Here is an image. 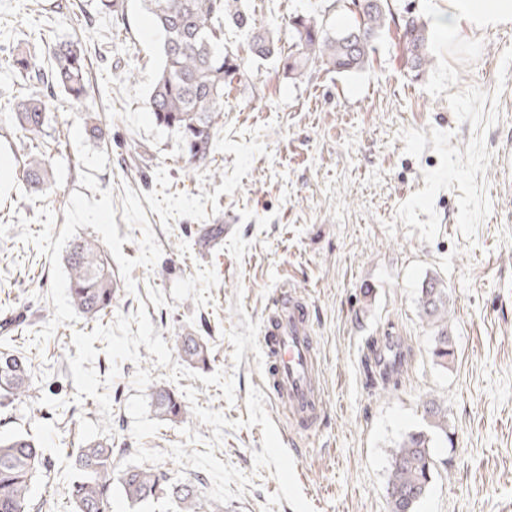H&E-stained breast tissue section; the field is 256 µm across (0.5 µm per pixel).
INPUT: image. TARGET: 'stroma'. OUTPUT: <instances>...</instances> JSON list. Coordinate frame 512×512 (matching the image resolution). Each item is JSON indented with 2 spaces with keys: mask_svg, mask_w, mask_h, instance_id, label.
Listing matches in <instances>:
<instances>
[{
  "mask_svg": "<svg viewBox=\"0 0 512 512\" xmlns=\"http://www.w3.org/2000/svg\"><path fill=\"white\" fill-rule=\"evenodd\" d=\"M318 3L246 0L283 38ZM34 29L45 41L28 42ZM74 35L90 89L45 129L52 194L18 179L23 150L0 122V322L16 325L0 351L25 355L34 381L0 406V437L42 440L40 512H71L69 455L90 440L114 448L112 512H165L126 499L120 478L135 466L198 483L224 512H389L391 454L432 398L448 437L417 512H512V193L499 167L512 149V28L437 43L418 75L390 34L360 72L316 65L293 81L225 25L249 76L225 89L210 162L195 170L147 108L161 54L143 0H0V113L32 91L13 54L30 45L40 62ZM93 114L104 142L86 134ZM78 236L99 241L118 285L97 322L69 301L63 254ZM432 277L448 291L445 367L418 303ZM283 286L312 306L318 339L324 421L307 435L263 386L260 327ZM184 332L207 340V367L180 357ZM379 336L407 355L398 383L365 374ZM157 386L187 421L157 414Z\"/></svg>",
  "mask_w": 512,
  "mask_h": 512,
  "instance_id": "35a3bbf8",
  "label": "stroma"
}]
</instances>
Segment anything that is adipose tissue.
I'll return each mask as SVG.
<instances>
[{"instance_id":"obj_1","label":"adipose tissue","mask_w":512,"mask_h":512,"mask_svg":"<svg viewBox=\"0 0 512 512\" xmlns=\"http://www.w3.org/2000/svg\"><path fill=\"white\" fill-rule=\"evenodd\" d=\"M435 38L460 42L467 35L512 26V0H425Z\"/></svg>"}]
</instances>
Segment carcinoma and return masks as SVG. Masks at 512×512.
Masks as SVG:
<instances>
[{
    "mask_svg": "<svg viewBox=\"0 0 512 512\" xmlns=\"http://www.w3.org/2000/svg\"><path fill=\"white\" fill-rule=\"evenodd\" d=\"M162 36V64L148 97V109L158 125L177 136L185 164L193 169L207 165L214 125L224 106V86L247 75L245 63L224 50V21L244 31L250 54L257 59L276 57L286 78L296 80L315 64L329 72L354 73L371 61L374 42L395 28L401 31V60L412 72L430 63L432 33L426 22L400 18L391 0H341L353 21L334 28L326 14H297L289 20L288 51H282L280 37L252 22L243 0H144ZM351 31L358 33L347 41ZM86 44L75 36L48 48V65H39L32 55L16 54L12 67L28 77L35 92L16 102L8 116L20 138L29 144L21 180L35 192H48L56 185L50 154L39 150L40 138L56 109L57 89L69 100L80 103L90 88ZM69 274V297L74 309L88 322L112 311L117 283L99 242L78 237L64 257ZM420 308L432 321L435 336L432 356L445 366L454 356L448 335V293L436 279L426 281L419 295ZM184 361L207 364L210 348L202 337L187 332L177 337ZM33 388V376L26 360L13 352H0V396L26 397ZM152 402L162 416L184 421L187 407L176 393L160 386ZM426 427L409 432L392 456L385 488L389 512H416L426 494L435 469V439L448 438L447 407L434 400L426 402ZM112 444L90 441L77 449L73 459L75 480L70 486L73 512H112ZM48 472L41 446L27 434L0 440V512H34L35 479ZM123 492L134 505L162 502L168 512H224L201 496L190 482L172 480L155 468L132 467L121 476Z\"/></svg>",
    "mask_w": 512,
    "mask_h": 512,
    "instance_id": "cac0c4a2",
    "label": "carcinoma"
}]
</instances>
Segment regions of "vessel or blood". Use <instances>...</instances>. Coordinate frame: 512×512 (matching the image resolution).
Returning <instances> with one entry per match:
<instances>
[{
	"label": "vessel or blood",
	"mask_w": 512,
	"mask_h": 512,
	"mask_svg": "<svg viewBox=\"0 0 512 512\" xmlns=\"http://www.w3.org/2000/svg\"><path fill=\"white\" fill-rule=\"evenodd\" d=\"M260 344L277 401L287 409L295 429L313 431L322 413L316 380L317 341L310 328L309 306L295 290H282L275 298Z\"/></svg>",
	"instance_id": "obj_1"
}]
</instances>
